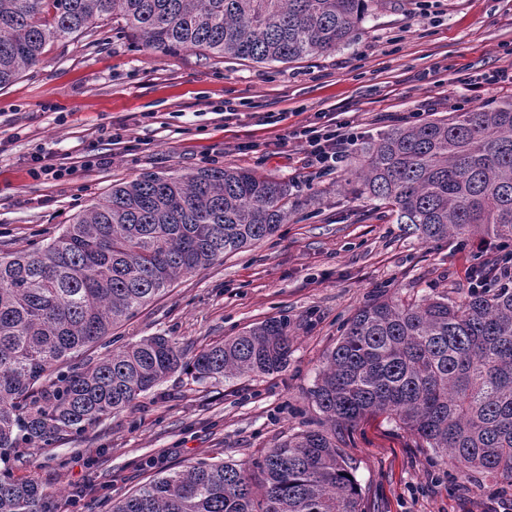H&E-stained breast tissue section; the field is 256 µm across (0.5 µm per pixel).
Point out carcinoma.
<instances>
[{
    "mask_svg": "<svg viewBox=\"0 0 512 512\" xmlns=\"http://www.w3.org/2000/svg\"><path fill=\"white\" fill-rule=\"evenodd\" d=\"M366 0H0V89L47 45L104 18L160 53L288 63L349 43ZM358 193L426 240L512 241V99L395 128L363 153ZM287 182L239 167L146 172L112 187L53 240L0 255V512H55L54 493L14 479L39 450L130 407L170 374L273 375L288 320L269 319L187 357L171 337L125 344L94 366L59 365L112 335L182 274L288 221ZM330 428L269 449L260 478L234 463L162 471L111 512H362L336 427L385 413L462 471L512 483V286L462 300L378 297L349 319L311 391Z\"/></svg>",
    "mask_w": 512,
    "mask_h": 512,
    "instance_id": "carcinoma-1",
    "label": "carcinoma"
}]
</instances>
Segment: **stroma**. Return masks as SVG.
I'll use <instances>...</instances> for the list:
<instances>
[{
  "label": "stroma",
  "instance_id": "35a3bbf8",
  "mask_svg": "<svg viewBox=\"0 0 512 512\" xmlns=\"http://www.w3.org/2000/svg\"><path fill=\"white\" fill-rule=\"evenodd\" d=\"M495 69L512 73V0H369L352 42L288 64L153 53L109 19L50 46L0 90V255L54 237L142 173L252 169L289 183L287 224L181 276L113 337L123 345L164 333L193 353L284 317L292 352L269 376L173 373L121 414L26 451L14 478L54 491L57 512H108L158 468L224 460L252 469L286 435L319 425L309 392L357 309L379 295L464 298L469 267L489 257L477 242L424 240L356 194L362 150L410 112L432 120L511 99L512 87L485 84ZM228 109L235 119L225 120ZM320 112L364 132L325 175L281 141ZM39 154L69 176L33 177ZM93 154L105 164L86 166ZM336 442L363 512H487L493 494L512 498V484L460 474L382 413L337 428Z\"/></svg>",
  "mask_w": 512,
  "mask_h": 512
}]
</instances>
